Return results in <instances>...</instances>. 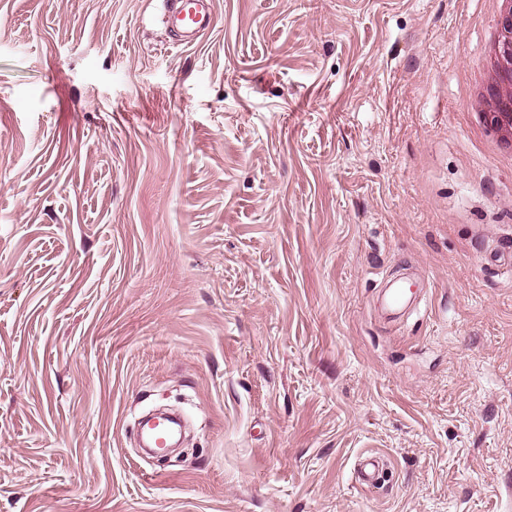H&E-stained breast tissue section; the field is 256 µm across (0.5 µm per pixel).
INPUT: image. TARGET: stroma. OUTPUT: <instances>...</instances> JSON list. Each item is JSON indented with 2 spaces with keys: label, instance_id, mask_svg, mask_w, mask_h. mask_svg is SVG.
<instances>
[{
  "label": "stroma",
  "instance_id": "1",
  "mask_svg": "<svg viewBox=\"0 0 512 512\" xmlns=\"http://www.w3.org/2000/svg\"><path fill=\"white\" fill-rule=\"evenodd\" d=\"M214 9L178 46L163 0H0V512H512L496 0ZM483 106L478 112L480 122L486 136L494 143L498 150L511 156L512 154V101L499 100L494 112H489L491 103L486 99L480 100ZM378 299L384 309L396 315L398 312H415L425 300L426 290H414L404 278L386 280ZM390 468L387 456L378 451L360 453L353 464V474L357 486L370 491L378 486L382 475Z\"/></svg>",
  "mask_w": 512,
  "mask_h": 512
}]
</instances>
